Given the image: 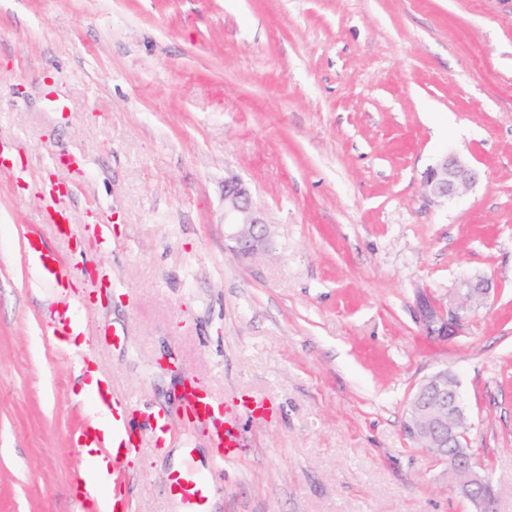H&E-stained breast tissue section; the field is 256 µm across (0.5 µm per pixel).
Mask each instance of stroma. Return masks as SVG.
<instances>
[{"mask_svg": "<svg viewBox=\"0 0 512 512\" xmlns=\"http://www.w3.org/2000/svg\"><path fill=\"white\" fill-rule=\"evenodd\" d=\"M0 148V512H81L86 359L133 434L168 420L169 452L144 438L113 466L132 512H185L174 448L210 481L207 512H475L404 434L440 369L512 512V0H0ZM445 152L478 178L440 205L423 181ZM233 176L268 224L255 262L227 237ZM48 182L73 193L72 237L45 219ZM31 235L81 300L82 349L48 332L59 296ZM478 277L487 305L426 335L418 294ZM187 381L276 415L243 418L224 461ZM28 251L43 280L58 287L62 286L66 280V271L57 256L44 246L42 240H28Z\"/></svg>", "mask_w": 512, "mask_h": 512, "instance_id": "35a3bbf8", "label": "stroma"}]
</instances>
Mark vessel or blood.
<instances>
[{
  "mask_svg": "<svg viewBox=\"0 0 512 512\" xmlns=\"http://www.w3.org/2000/svg\"><path fill=\"white\" fill-rule=\"evenodd\" d=\"M29 254L37 266L45 282L62 285L66 279V271L60 264L57 256L48 250L42 241L32 239L28 242ZM50 330L56 336H69L80 332L81 327L75 320L71 305H64L55 311L50 322ZM97 403L104 408L111 417L108 428L97 429L87 428L77 436V443L80 448H95L104 457L132 456L138 453V441H123L120 435L127 427V418L131 413L127 401L116 397L107 381H100L95 392ZM185 404L196 423L215 425L216 422L224 424V445L225 459L232 460L239 455L237 443V430L241 415L251 417L268 418L273 414L270 404L254 400L248 397L242 398L240 405L241 413L233 411H221L218 404L205 390H193L186 394ZM170 494L185 501L192 512H206V505L209 497V487L200 478L194 469L186 467L177 473L171 474L168 481Z\"/></svg>",
  "mask_w": 512,
  "mask_h": 512,
  "instance_id": "vessel-or-blood-1",
  "label": "vessel or blood"
}]
</instances>
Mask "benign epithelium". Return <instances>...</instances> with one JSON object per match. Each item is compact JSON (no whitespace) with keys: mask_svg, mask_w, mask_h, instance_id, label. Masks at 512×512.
I'll list each match as a JSON object with an SVG mask.
<instances>
[{"mask_svg":"<svg viewBox=\"0 0 512 512\" xmlns=\"http://www.w3.org/2000/svg\"><path fill=\"white\" fill-rule=\"evenodd\" d=\"M476 174L454 155H444L426 173L424 186L430 199L439 202L462 198L474 184ZM224 223L240 258L251 259L269 248V234L261 209L238 178L224 182ZM491 287L482 278L463 281L448 301L429 294L417 296L418 321L423 331L438 339L458 333L470 312L488 299ZM406 429L412 440L446 466L448 489L471 501L479 512H494L489 494L490 478L473 456L455 452L467 439L465 410L457 377L441 370L423 380L413 393L407 410Z\"/></svg>","mask_w":512,"mask_h":512,"instance_id":"benign-epithelium-1","label":"benign epithelium"}]
</instances>
